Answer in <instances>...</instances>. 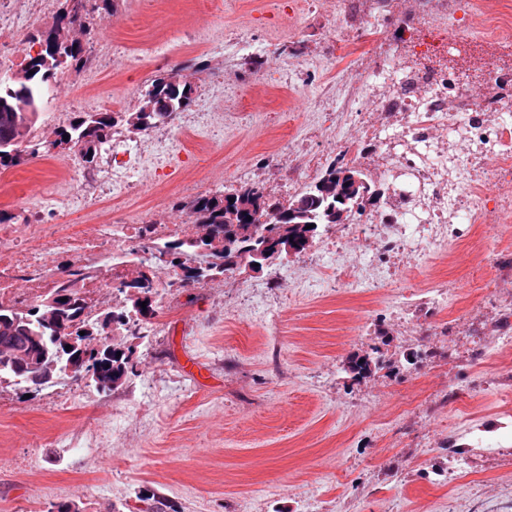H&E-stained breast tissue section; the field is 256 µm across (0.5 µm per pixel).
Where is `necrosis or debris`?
Wrapping results in <instances>:
<instances>
[{"label": "necrosis or debris", "mask_w": 512, "mask_h": 512, "mask_svg": "<svg viewBox=\"0 0 512 512\" xmlns=\"http://www.w3.org/2000/svg\"><path fill=\"white\" fill-rule=\"evenodd\" d=\"M341 12L333 37L334 46L363 40L376 44L373 66L344 93L335 86L320 88L326 101H340L341 117L352 120L360 104L370 103L373 117L363 121L361 139L348 140L344 151L359 161L363 144L375 142L379 177L391 179L392 198L375 213L364 231L379 242L378 254L362 253L346 268L343 282L381 281L396 273V262L404 254L421 256L446 246L462 236L469 224L512 223V74L496 61L485 62L477 79L450 72L443 60L470 42L512 43V9L495 7L491 0H471L467 15H460L458 0H416L402 19L408 32L404 45L388 41L385 18L391 0H340ZM335 145L312 153L304 144L288 151L289 165L271 162L267 180L281 183L290 174L317 171L324 155ZM500 159L497 167L484 166L487 156ZM130 168H115L108 175L90 174L70 167L58 187L55 209L78 207L84 216L96 217L100 188L111 184L125 188ZM78 183L70 194V183ZM496 185L499 196L488 204L474 186ZM41 227L39 245L18 239L17 227L0 225V240L10 246L0 250V264L34 271L30 288L18 299L36 301L52 282L45 277L48 254L74 258L111 253L120 262L127 240L139 235L141 224H113L109 235L76 239L60 224H47L41 212L30 214Z\"/></svg>", "instance_id": "1"}]
</instances>
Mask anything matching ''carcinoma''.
<instances>
[{
  "label": "carcinoma",
  "instance_id": "1",
  "mask_svg": "<svg viewBox=\"0 0 512 512\" xmlns=\"http://www.w3.org/2000/svg\"><path fill=\"white\" fill-rule=\"evenodd\" d=\"M79 0H65V8L56 24L31 37L39 45L36 55L21 66L26 80L13 82L0 76V138L19 132L23 148L12 154L0 148V168L8 169L40 153L50 154L58 146H68L81 156L88 167L97 164L102 145L120 127L130 132H148L172 121L191 102L193 86L177 72L152 81L133 112H80L69 124L55 132L56 140L34 143L31 130L35 120L11 108L27 91L44 96L55 75L84 61L83 42L77 22L83 11ZM373 193L367 175L355 166H343L332 160L322 176L291 200L280 201L257 188L243 185L224 194L200 197L190 205L192 223L198 232L150 247L151 257L131 261L122 277H136L140 267L151 270V287L135 294L115 287L125 295L131 307L88 319L89 295L82 291L95 284L98 271L88 267L67 270L66 277L53 283L38 303L27 309L13 305L0 296V380L26 383V373L16 352L31 361L56 364L51 377L27 387L40 391L68 376L99 379L98 388L110 390L128 376L137 374L135 351L119 349L98 340L115 329H129L132 322L148 323L156 314L157 272L173 265L180 267L179 286L215 279L255 261L254 252L266 247L278 255L301 254L310 246L317 226L343 224L365 207ZM146 307H141V304ZM71 349H65L67 340Z\"/></svg>",
  "mask_w": 512,
  "mask_h": 512
}]
</instances>
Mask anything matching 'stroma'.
<instances>
[{
    "label": "stroma",
    "mask_w": 512,
    "mask_h": 512,
    "mask_svg": "<svg viewBox=\"0 0 512 512\" xmlns=\"http://www.w3.org/2000/svg\"><path fill=\"white\" fill-rule=\"evenodd\" d=\"M64 0L33 11L0 5V46L23 60ZM327 0H112L83 43L120 58L99 77L133 111L154 79L178 70L194 83L190 111L209 102L224 121L206 137L184 132L172 166L137 169L119 213L194 233L186 207L260 179L275 148L358 135L337 124L318 86L341 85L375 57L367 44L330 50ZM241 32L240 60L204 47L213 31ZM58 75L35 137L87 106ZM77 153L36 157L0 172V211L40 206ZM316 236L301 254L252 271L169 288L146 335L119 331L138 373L109 391L89 377L26 394L0 387V512H512V233L472 227L449 259L404 258L380 284L310 287ZM279 287H270L271 279ZM452 283L445 307L403 309V296ZM417 353L416 364L406 362ZM365 359L369 370L353 372ZM490 430L491 452L471 446ZM473 450L464 473L448 450Z\"/></svg>",
    "instance_id": "obj_1"
}]
</instances>
